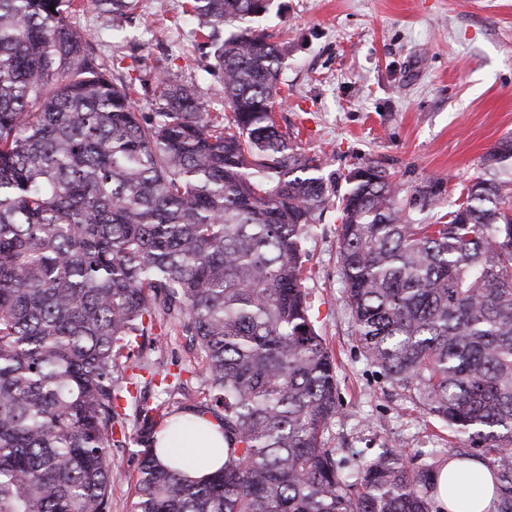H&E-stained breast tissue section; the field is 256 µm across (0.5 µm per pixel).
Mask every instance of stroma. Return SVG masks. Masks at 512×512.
<instances>
[{
    "mask_svg": "<svg viewBox=\"0 0 512 512\" xmlns=\"http://www.w3.org/2000/svg\"><path fill=\"white\" fill-rule=\"evenodd\" d=\"M70 21L114 78L165 70L195 86L210 111H223L219 84L187 63L196 25L186 0H138L119 40L92 0ZM255 27L288 44L280 75L287 101L275 120L298 133L303 152L326 161L337 193L350 170L375 161L402 201L438 183L434 210L446 214L484 154L512 133V0H273ZM340 224L339 211L328 210L304 243L312 319L334 356L342 408L324 443L340 458L369 457L385 444L413 466L438 465L470 442L365 358L344 296ZM145 359L158 368L198 365L196 348L177 333ZM114 455L112 512H133L139 462L120 448Z\"/></svg>",
    "mask_w": 512,
    "mask_h": 512,
    "instance_id": "obj_1",
    "label": "stroma"
}]
</instances>
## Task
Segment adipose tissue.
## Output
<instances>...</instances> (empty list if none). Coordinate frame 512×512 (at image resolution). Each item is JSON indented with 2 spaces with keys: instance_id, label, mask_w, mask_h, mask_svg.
Returning a JSON list of instances; mask_svg holds the SVG:
<instances>
[{
  "instance_id": "adipose-tissue-1",
  "label": "adipose tissue",
  "mask_w": 512,
  "mask_h": 512,
  "mask_svg": "<svg viewBox=\"0 0 512 512\" xmlns=\"http://www.w3.org/2000/svg\"><path fill=\"white\" fill-rule=\"evenodd\" d=\"M166 446L170 459L202 449L197 465L188 470L190 479L200 480L219 470L227 455L224 433L214 420L197 423L191 436L175 433ZM439 485L434 496L436 512H489L495 495L492 473L478 459L451 458L442 463Z\"/></svg>"
}]
</instances>
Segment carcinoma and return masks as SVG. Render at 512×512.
<instances>
[{"label": "carcinoma", "mask_w": 512, "mask_h": 512, "mask_svg": "<svg viewBox=\"0 0 512 512\" xmlns=\"http://www.w3.org/2000/svg\"><path fill=\"white\" fill-rule=\"evenodd\" d=\"M112 29L136 0H91ZM224 112L168 73L151 115L69 16L81 0H0V512H112V449L140 430L135 512H433L436 471L394 448L352 465L325 447L341 414L305 287L303 242L339 208L357 340L420 407L490 456L512 512V136L448 221L436 191L403 205L378 164L336 197L323 160L278 128L288 46L251 27L271 0H188ZM55 11H50V6ZM179 328L197 348L181 411L134 395L144 348ZM229 442L203 481L158 458L180 412Z\"/></svg>", "instance_id": "cac0c4a2"}]
</instances>
